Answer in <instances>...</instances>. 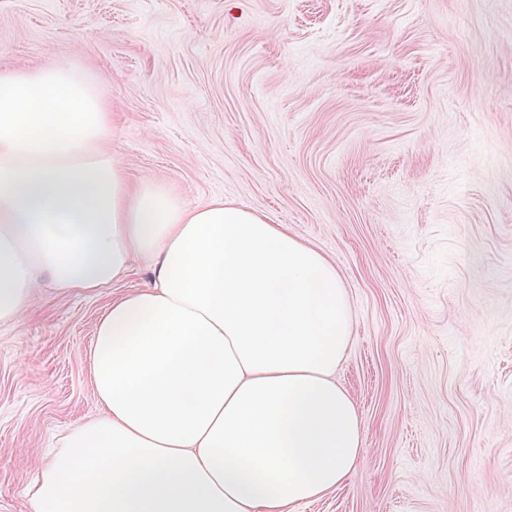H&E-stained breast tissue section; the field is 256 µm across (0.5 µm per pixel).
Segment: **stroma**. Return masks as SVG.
Returning <instances> with one entry per match:
<instances>
[{
  "label": "stroma",
  "instance_id": "35a3bbf8",
  "mask_svg": "<svg viewBox=\"0 0 512 512\" xmlns=\"http://www.w3.org/2000/svg\"><path fill=\"white\" fill-rule=\"evenodd\" d=\"M83 66L131 182L221 198L332 261L359 472L296 512H512V0H0V70ZM44 284L0 324V512L98 406L87 353L143 286Z\"/></svg>",
  "mask_w": 512,
  "mask_h": 512
}]
</instances>
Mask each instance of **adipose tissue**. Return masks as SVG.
Returning a JSON list of instances; mask_svg holds the SVG:
<instances>
[{"mask_svg":"<svg viewBox=\"0 0 512 512\" xmlns=\"http://www.w3.org/2000/svg\"><path fill=\"white\" fill-rule=\"evenodd\" d=\"M112 114L69 64L0 71V324L42 276L93 291L147 261L88 351L98 416L74 423L36 512H291L364 462L334 375L351 314L335 265L235 203L131 186Z\"/></svg>","mask_w":512,"mask_h":512,"instance_id":"adipose-tissue-1","label":"adipose tissue"}]
</instances>
